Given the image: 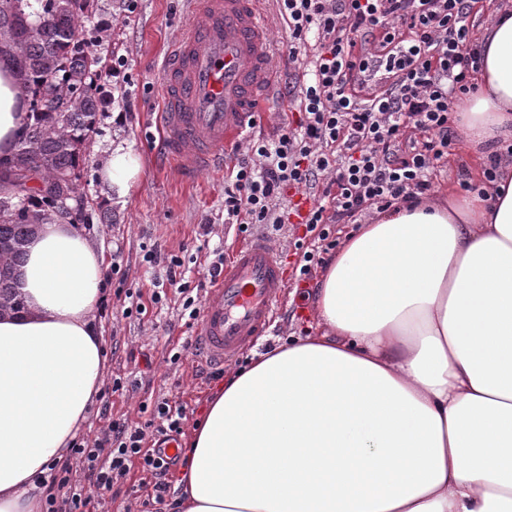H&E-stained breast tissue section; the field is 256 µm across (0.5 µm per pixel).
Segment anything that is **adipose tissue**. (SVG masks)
<instances>
[{"mask_svg": "<svg viewBox=\"0 0 512 512\" xmlns=\"http://www.w3.org/2000/svg\"><path fill=\"white\" fill-rule=\"evenodd\" d=\"M461 153L482 182L512 141V0L482 26ZM0 65V151L25 118ZM117 197L142 164L112 143ZM488 196L449 191L342 241L315 288L313 335L253 353L194 425L180 512H512V158ZM105 257L68 223L27 247L23 310L0 319V512H43V477L99 397Z\"/></svg>", "mask_w": 512, "mask_h": 512, "instance_id": "adipose-tissue-1", "label": "adipose tissue"}]
</instances>
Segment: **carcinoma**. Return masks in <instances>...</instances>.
I'll use <instances>...</instances> for the list:
<instances>
[{"label": "carcinoma", "mask_w": 512, "mask_h": 512, "mask_svg": "<svg viewBox=\"0 0 512 512\" xmlns=\"http://www.w3.org/2000/svg\"><path fill=\"white\" fill-rule=\"evenodd\" d=\"M0 0V61L13 66L28 116L13 152L0 156V317L20 311L18 267L41 225L61 219L54 197L80 192L85 144L108 104L98 82L101 57L83 35L95 0ZM41 186L26 189L22 207L12 196L27 173Z\"/></svg>", "instance_id": "carcinoma-1"}]
</instances>
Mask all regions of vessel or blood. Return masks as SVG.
Segmentation results:
<instances>
[{
	"label": "vessel or blood",
	"mask_w": 512,
	"mask_h": 512,
	"mask_svg": "<svg viewBox=\"0 0 512 512\" xmlns=\"http://www.w3.org/2000/svg\"><path fill=\"white\" fill-rule=\"evenodd\" d=\"M260 0H187L185 33L161 71V149L182 178L222 166L247 136L276 82ZM288 286L277 254L253 236L237 246L214 283L195 329L198 361L224 366L275 319Z\"/></svg>",
	"instance_id": "1"
}]
</instances>
